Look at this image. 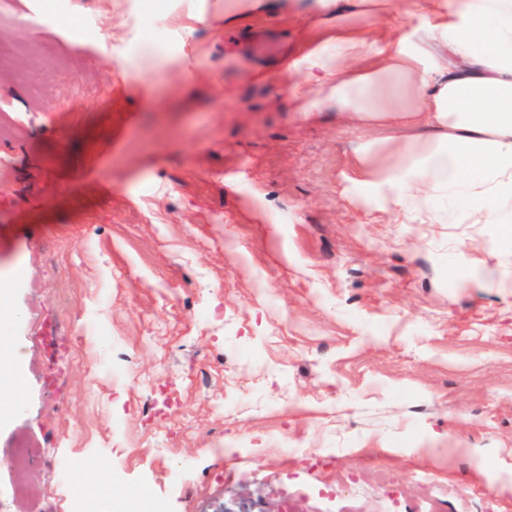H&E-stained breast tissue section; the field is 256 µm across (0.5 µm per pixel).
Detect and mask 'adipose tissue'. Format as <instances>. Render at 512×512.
<instances>
[{"label":"adipose tissue","instance_id":"obj_1","mask_svg":"<svg viewBox=\"0 0 512 512\" xmlns=\"http://www.w3.org/2000/svg\"><path fill=\"white\" fill-rule=\"evenodd\" d=\"M322 2L335 23L305 113L332 108L366 127L394 120L419 131L382 158L376 141L361 142L348 181L396 223L497 224L512 249V0H427L423 39L380 37L369 65L354 21L398 10V0Z\"/></svg>","mask_w":512,"mask_h":512}]
</instances>
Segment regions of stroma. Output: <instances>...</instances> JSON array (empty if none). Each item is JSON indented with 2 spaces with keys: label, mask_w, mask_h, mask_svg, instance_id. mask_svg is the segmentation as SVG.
Masks as SVG:
<instances>
[{
  "label": "stroma",
  "mask_w": 512,
  "mask_h": 512,
  "mask_svg": "<svg viewBox=\"0 0 512 512\" xmlns=\"http://www.w3.org/2000/svg\"><path fill=\"white\" fill-rule=\"evenodd\" d=\"M49 3L0 0V512H512V252L357 203L362 137L416 131L304 117L318 0Z\"/></svg>",
  "instance_id": "35a3bbf8"
}]
</instances>
